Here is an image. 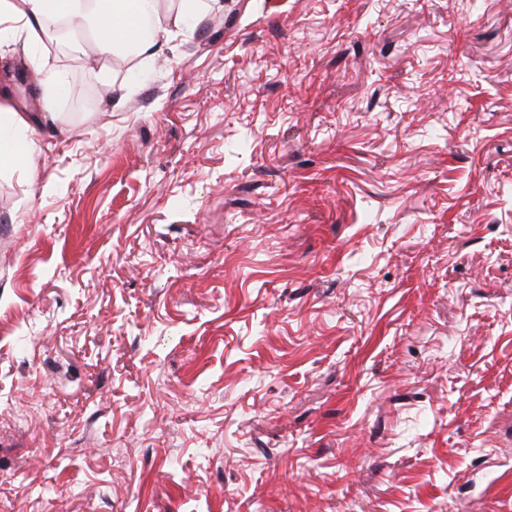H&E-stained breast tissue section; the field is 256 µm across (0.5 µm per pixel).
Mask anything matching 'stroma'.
I'll list each match as a JSON object with an SVG mask.
<instances>
[{
	"label": "stroma",
	"instance_id": "stroma-1",
	"mask_svg": "<svg viewBox=\"0 0 512 512\" xmlns=\"http://www.w3.org/2000/svg\"><path fill=\"white\" fill-rule=\"evenodd\" d=\"M223 3L0 36V512H512V0ZM0 163L15 160L20 154L29 153L35 147L38 135L21 112H18L9 97L0 100ZM3 129V132H2Z\"/></svg>",
	"mask_w": 512,
	"mask_h": 512
}]
</instances>
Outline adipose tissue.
Instances as JSON below:
<instances>
[{
  "label": "adipose tissue",
  "mask_w": 512,
  "mask_h": 512,
  "mask_svg": "<svg viewBox=\"0 0 512 512\" xmlns=\"http://www.w3.org/2000/svg\"><path fill=\"white\" fill-rule=\"evenodd\" d=\"M60 19L89 28L103 57L129 48L139 55L157 53L159 42L185 23L183 14H159L156 0H0V33L18 34L27 43L44 42L48 22ZM36 135L11 100H0V163L33 150Z\"/></svg>",
  "instance_id": "obj_1"
}]
</instances>
